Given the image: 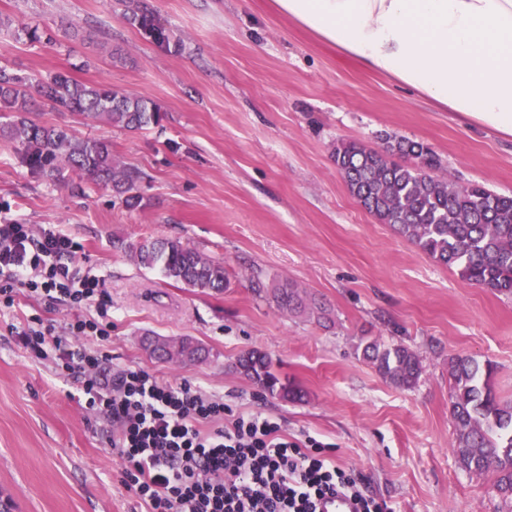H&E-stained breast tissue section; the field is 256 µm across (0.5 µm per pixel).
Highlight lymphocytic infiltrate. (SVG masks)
<instances>
[{
    "instance_id": "lymphocytic-infiltrate-1",
    "label": "lymphocytic infiltrate",
    "mask_w": 512,
    "mask_h": 512,
    "mask_svg": "<svg viewBox=\"0 0 512 512\" xmlns=\"http://www.w3.org/2000/svg\"><path fill=\"white\" fill-rule=\"evenodd\" d=\"M77 250L55 230L0 224V301L12 304L14 292L25 291L74 308L94 302L107 312L103 282L81 275ZM87 337L98 347L77 346ZM108 337L98 321L80 318L62 335L50 326L20 333L35 356L54 345L58 375L78 382L87 407L112 421L124 487L148 512H317V501L336 492L353 497L357 512H382L322 442L300 446L277 423L234 414L189 383H163L140 368L112 370L100 346Z\"/></svg>"
}]
</instances>
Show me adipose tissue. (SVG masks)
<instances>
[{"instance_id": "adipose-tissue-1", "label": "adipose tissue", "mask_w": 512, "mask_h": 512, "mask_svg": "<svg viewBox=\"0 0 512 512\" xmlns=\"http://www.w3.org/2000/svg\"><path fill=\"white\" fill-rule=\"evenodd\" d=\"M357 63L512 137V0H274Z\"/></svg>"}]
</instances>
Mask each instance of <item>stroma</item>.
<instances>
[{
    "label": "stroma",
    "instance_id": "35a3bbf8",
    "mask_svg": "<svg viewBox=\"0 0 512 512\" xmlns=\"http://www.w3.org/2000/svg\"><path fill=\"white\" fill-rule=\"evenodd\" d=\"M153 12L170 32L162 49L124 18ZM0 17L39 25L51 41L0 42L19 73L69 72L143 96L163 113L138 133L36 103L39 124L109 140L143 170L144 200L126 207L111 190L76 196L32 175L0 140V224L50 226L79 246L82 272L103 279L112 331L102 348L113 369L142 368L187 381L237 414L279 423L289 440L330 444L384 512H502L495 479L463 469L455 455L448 360L495 366L498 395L512 401V296L463 281L364 210L332 153L392 135L429 146L459 185L512 196V138L427 101L356 64L279 14L272 0H0ZM167 237L222 262L223 292H202L134 265L120 241ZM290 284L320 305L287 313L256 284ZM94 319L17 294L0 304V512H146L123 486L108 438L112 425L85 408L55 356L31 358L18 336L31 319L64 330ZM189 336L197 362H164L145 336ZM401 343L421 359L412 389L385 380L360 340ZM266 354L303 396L262 391L235 363Z\"/></svg>",
    "mask_w": 512,
    "mask_h": 512
}]
</instances>
